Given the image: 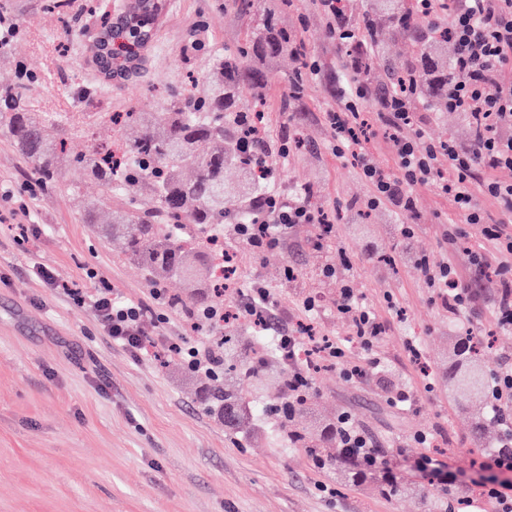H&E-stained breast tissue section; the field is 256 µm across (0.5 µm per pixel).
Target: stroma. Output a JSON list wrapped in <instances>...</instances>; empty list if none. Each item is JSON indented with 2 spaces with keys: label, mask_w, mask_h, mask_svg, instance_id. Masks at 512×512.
Wrapping results in <instances>:
<instances>
[{
  "label": "stroma",
  "mask_w": 512,
  "mask_h": 512,
  "mask_svg": "<svg viewBox=\"0 0 512 512\" xmlns=\"http://www.w3.org/2000/svg\"><path fill=\"white\" fill-rule=\"evenodd\" d=\"M12 3L22 31L0 57V81L23 63L36 77L29 87L36 111L65 117L70 146L81 152L90 145L80 133L88 114L164 111L167 91L180 88L190 70L206 82L212 52L242 43L269 0H255L247 14L233 0H165L138 65L114 79L91 61L100 22L87 0H73L64 18L45 13L37 0ZM282 21L320 72L302 73L291 54L261 66L265 84L257 101L270 144L296 132L304 141L276 157V186L289 197L313 189L310 203L334 217L335 234L317 250L316 226L300 224L283 252L262 256L236 246L237 279L269 288L283 327L309 320L320 335L346 339L349 321L332 300L338 282L322 274L329 263L345 271L353 291L390 323L375 349L382 363L355 382L335 367L312 374L300 422L314 428L349 413L389 460L398 483L447 492L453 504L472 498L464 512H494L473 494L499 429L489 424L475 434L457 403L448 383V334L468 326L490 337L481 356L492 370L512 356V330L499 328L491 315L490 282L476 287L469 308L456 317L432 301L419 269L401 254L442 260L449 201L433 187L417 188V229L409 240L399 235L402 216L365 207L370 188L333 152L324 119L342 89L336 35L317 0H292ZM192 39L204 49L190 58L185 47ZM77 86L96 91L93 104L73 97ZM33 179L32 163L0 133V185L28 204L17 216L13 200L0 197V512H429L427 497L385 496L372 483L341 482L337 470L317 467L305 449L281 447L271 417H263L255 441L234 438L196 398L197 389L209 385L208 374L190 371L176 356L138 358L113 344L65 286H106L150 308L153 288L140 268L85 224L76 201L61 191H28ZM20 224L30 225L28 238H18ZM384 255L392 264L381 263ZM42 264L54 269L58 287L36 277ZM287 264L303 270L299 285L284 279ZM309 296L325 299L313 315L302 306ZM410 341L420 346L422 363L411 359ZM400 387L417 395L410 408L390 404ZM420 431L433 433L430 448L415 441Z\"/></svg>",
  "instance_id": "35a3bbf8"
}]
</instances>
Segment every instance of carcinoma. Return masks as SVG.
<instances>
[{
	"instance_id": "cac0c4a2",
	"label": "carcinoma",
	"mask_w": 512,
	"mask_h": 512,
	"mask_svg": "<svg viewBox=\"0 0 512 512\" xmlns=\"http://www.w3.org/2000/svg\"><path fill=\"white\" fill-rule=\"evenodd\" d=\"M353 37L340 42L348 59L358 61L354 77L372 81L384 43V31L372 14L384 12L395 38L414 47L411 55H398L383 68L380 84L390 88L405 81L411 85L414 103L425 101L437 112L445 110L450 69L445 59L448 50V20L441 11L439 22L425 27L417 22V0H367L366 9L352 17L351 0H339ZM290 7L280 0L277 9L265 14L258 30L237 49L212 57V76L208 87L197 92L182 88L168 93L165 112L148 116L125 112L117 116L103 113L105 123L120 128L144 127L146 131L131 139L111 135L95 138L97 126L82 133L93 139L85 154L71 155L68 139L49 132L51 120L29 108L26 86L35 79L22 63L15 65L12 83L0 86V132L11 138L16 150L34 164L35 182L41 190L60 185L61 167L98 181L105 194L82 204L85 223L107 242H116L125 258L160 288L166 278L183 279L189 289L186 296L168 297L174 307L187 309L202 336L214 329L204 311L224 307V277L218 269L224 263V224H247L255 216V205L266 185L257 172V156L240 140L244 113L256 108L246 102L256 86L248 82L244 63L262 62L294 51L295 35L279 19V12ZM153 11H128L121 25H112L108 17L101 35L110 52L104 65L124 69L137 55L143 36L154 23ZM234 167L240 179L224 181V168ZM234 194L240 204L233 213L224 211V197ZM124 205L112 209V198ZM288 375V359L280 350L270 348L262 338L247 350L237 344L224 348V362L215 368L214 379L224 378V387L213 389L207 398L218 406L224 428L243 436L254 426L255 414L249 402L232 384L237 377H248L256 384L268 373ZM452 387L457 399L466 405L476 427H481L488 410V373L476 356L456 360L451 365ZM306 388L283 393L269 407L276 417L280 444L286 448H305L320 467L345 461L348 481L361 484L368 479L367 468L339 448L338 425L328 424L310 431L296 418L305 409Z\"/></svg>"
}]
</instances>
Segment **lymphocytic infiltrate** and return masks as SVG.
Masks as SVG:
<instances>
[{"mask_svg": "<svg viewBox=\"0 0 512 512\" xmlns=\"http://www.w3.org/2000/svg\"><path fill=\"white\" fill-rule=\"evenodd\" d=\"M448 37L455 45L448 84V109L469 120L471 141L463 146L455 140L434 142L427 138L421 113L410 106L409 94L398 89L378 104L376 121L396 146L398 170L377 167L365 141L359 137L368 121L357 103L368 90L348 82L336 111L327 113L333 148L340 157H352L360 176L370 187L366 207L386 206L399 215H414L419 186H433L448 198L456 218L444 235L445 258L438 264L417 259L416 264L437 300L450 312L465 310L471 300L472 282L490 279L492 315L496 324L512 329V181L498 177L512 171V0H448ZM493 200L500 217L490 221L480 199ZM299 224L319 225L313 245L323 248L332 232L322 215L307 202L293 201L271 190L261 196L256 216L246 224L233 225L236 239L263 254L280 250L289 231ZM478 237V248L469 250V271L461 273L452 257L470 237ZM72 296L93 309L113 343L133 354L146 350L148 337L145 305L125 299L109 288L72 289ZM336 308L350 322V342H329L323 358L341 369L345 379L365 376L380 367L374 347L385 335L388 322L374 308L356 299L348 282H341ZM244 318L260 321L278 331L277 341L292 351L300 364L293 380L308 383L298 349L302 341L295 331H283L276 317L269 289L253 283L248 301L241 307ZM356 343L362 358L352 356L348 345ZM493 412L501 419L496 446L481 465L484 477L478 485L482 498L496 512H512V364L492 375Z\"/></svg>", "mask_w": 512, "mask_h": 512, "instance_id": "1", "label": "lymphocytic infiltrate"}]
</instances>
